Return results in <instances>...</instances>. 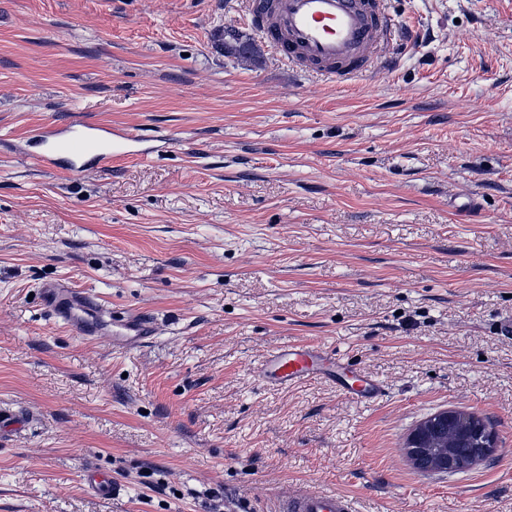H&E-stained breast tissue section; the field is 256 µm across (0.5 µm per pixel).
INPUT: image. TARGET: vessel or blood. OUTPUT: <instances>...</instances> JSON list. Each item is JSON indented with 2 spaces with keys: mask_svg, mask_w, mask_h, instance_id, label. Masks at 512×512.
Masks as SVG:
<instances>
[{
  "mask_svg": "<svg viewBox=\"0 0 512 512\" xmlns=\"http://www.w3.org/2000/svg\"><path fill=\"white\" fill-rule=\"evenodd\" d=\"M250 22L293 64L319 71L344 84L366 73L384 55L392 39L413 47L412 30L397 31L384 0H251ZM132 132H118L97 122L82 121L62 129L38 132L36 161L51 169L64 164L80 171L93 163L111 164L119 145L135 140ZM46 308L52 318L66 321L82 336H92L102 321L98 306L89 296L67 289L48 291ZM151 318L125 312L112 320V343L129 348L150 338ZM263 374L269 385L287 388L304 381L327 380L346 397L375 400L383 387L357 372L334 351L293 342L270 352ZM277 512H354L351 499L333 490L303 491L281 501Z\"/></svg>",
  "mask_w": 512,
  "mask_h": 512,
  "instance_id": "1",
  "label": "vessel or blood"
}]
</instances>
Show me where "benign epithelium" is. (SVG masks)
<instances>
[{
  "label": "benign epithelium",
  "instance_id": "7a95c632",
  "mask_svg": "<svg viewBox=\"0 0 512 512\" xmlns=\"http://www.w3.org/2000/svg\"><path fill=\"white\" fill-rule=\"evenodd\" d=\"M496 450V434L482 419L448 409L421 422L406 444L410 458H427L434 472L443 474L485 462Z\"/></svg>",
  "mask_w": 512,
  "mask_h": 512
}]
</instances>
